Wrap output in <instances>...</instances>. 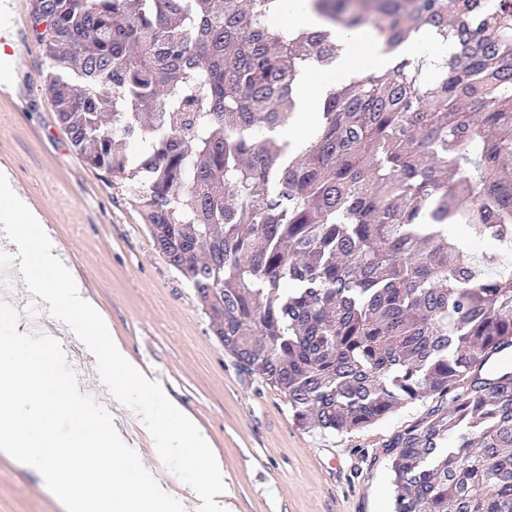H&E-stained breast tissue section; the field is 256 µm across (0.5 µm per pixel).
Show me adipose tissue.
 Returning <instances> with one entry per match:
<instances>
[{"label": "adipose tissue", "instance_id": "obj_1", "mask_svg": "<svg viewBox=\"0 0 512 512\" xmlns=\"http://www.w3.org/2000/svg\"><path fill=\"white\" fill-rule=\"evenodd\" d=\"M330 34L339 48L335 63L320 76L312 71L301 73L295 96L296 117L275 132L276 139L291 143L296 151L306 149L315 141L318 129L308 120L307 115L319 110L330 88L349 83L369 68L381 74L387 72L393 67V57L397 54L409 58L424 55L429 62L437 64L450 51L449 45L436 41L428 32L403 43L394 55L385 52L382 41L367 37L360 31L334 27Z\"/></svg>", "mask_w": 512, "mask_h": 512}]
</instances>
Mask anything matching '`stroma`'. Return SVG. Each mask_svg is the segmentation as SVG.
I'll use <instances>...</instances> for the list:
<instances>
[{"label":"stroma","instance_id":"obj_1","mask_svg":"<svg viewBox=\"0 0 512 512\" xmlns=\"http://www.w3.org/2000/svg\"><path fill=\"white\" fill-rule=\"evenodd\" d=\"M32 0H11L10 31L26 47L0 65V172L41 216L64 263L87 287L114 339L201 428L224 467L232 512H390L386 444L424 418L439 397L406 405L365 427L328 433L301 425L286 396L247 372L210 330L195 289L156 250L135 190L90 166L55 112L46 76L51 62L35 43ZM0 299L58 338L88 394L107 408L161 487L195 512L135 410L101 380L95 357L46 312L30 317L34 297L17 265L5 268ZM0 512H65L37 475L0 453Z\"/></svg>","mask_w":512,"mask_h":512}]
</instances>
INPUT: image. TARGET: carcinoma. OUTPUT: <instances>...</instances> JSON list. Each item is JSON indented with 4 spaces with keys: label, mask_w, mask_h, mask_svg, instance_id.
Segmentation results:
<instances>
[{
    "label": "carcinoma",
    "mask_w": 512,
    "mask_h": 512,
    "mask_svg": "<svg viewBox=\"0 0 512 512\" xmlns=\"http://www.w3.org/2000/svg\"><path fill=\"white\" fill-rule=\"evenodd\" d=\"M373 13L403 58L330 90L294 157L269 132L324 30L271 25L287 0H32L34 40L74 148L129 184L156 249L247 371L323 432L450 395L384 448L393 512H512V0H312ZM476 224L480 257L451 240ZM428 52V61L431 70H438L433 64L440 63L442 59L450 52V46L436 41L431 33L425 31L418 37L403 43L398 50L396 56H406L407 58H414Z\"/></svg>",
    "instance_id": "1"
}]
</instances>
